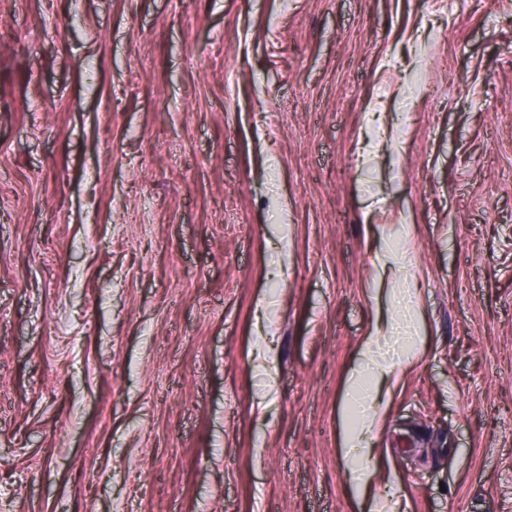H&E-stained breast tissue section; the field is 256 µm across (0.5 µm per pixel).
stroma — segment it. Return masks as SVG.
<instances>
[{
    "instance_id": "stroma-1",
    "label": "stroma",
    "mask_w": 512,
    "mask_h": 512,
    "mask_svg": "<svg viewBox=\"0 0 512 512\" xmlns=\"http://www.w3.org/2000/svg\"><path fill=\"white\" fill-rule=\"evenodd\" d=\"M408 249L380 507L512 512V0H0V512H370ZM394 329L390 323L384 329L377 325L363 338L361 357L373 365L372 376L382 379L386 390L373 398L368 387L352 384L342 407L346 448H365L380 431L391 403L393 386L399 379L397 370L404 363L395 351L380 350L381 343L387 335H393ZM353 417L355 422L351 424L349 420Z\"/></svg>"
}]
</instances>
